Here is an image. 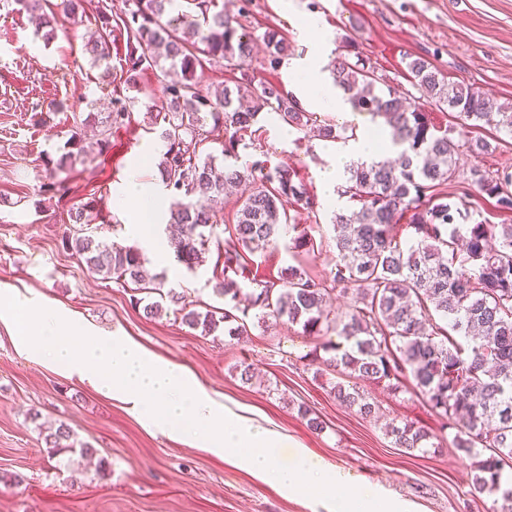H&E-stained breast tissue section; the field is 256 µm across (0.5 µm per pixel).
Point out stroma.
<instances>
[{"label":"stroma","mask_w":512,"mask_h":512,"mask_svg":"<svg viewBox=\"0 0 512 512\" xmlns=\"http://www.w3.org/2000/svg\"><path fill=\"white\" fill-rule=\"evenodd\" d=\"M98 2L86 0L77 25L56 13V36L48 43L36 36L27 15L0 8V289L49 299L102 335L122 332L162 360L187 368L226 406L247 409L287 435L281 464L293 465L295 448H305L349 473L353 483L381 485L414 503L417 512H494L492 498L470 495V463L453 450L451 433L441 432L438 417L422 399L369 388L385 417L412 420L441 434L439 449L410 453L394 447L373 420L340 405L325 378L305 368L303 357L313 343L301 326L254 323L248 335L233 338L183 323L182 307H223L212 291L222 253L209 243L194 273L175 260L150 258L146 242L112 199L132 169H139L145 182L161 181L157 167L142 162L162 146L149 131L146 109L162 97L152 72L140 75V103L126 125L113 130L109 150L73 164L70 194L61 200L41 195L39 158L59 157L74 128L91 130L107 111L103 72L121 70L123 36H116L106 65L93 64L85 51L97 29ZM215 5L238 14L255 33L280 28L298 57L318 47L332 59L345 42H354L370 61L378 89L391 85L419 100L407 65L420 57L450 81L512 111V0H216ZM310 16L319 23L311 44L298 29ZM53 105L58 111L52 127L34 125L32 114ZM281 133L276 118L261 117L255 137L239 147L237 163L287 165L306 185L314 209L291 206L287 212L292 223L310 227L317 244L312 268L320 274L336 259L331 218L347 205L326 195L319 175L336 146L315 137L285 140ZM482 136L492 152L460 154V175L449 186L448 199L468 212L471 222L506 224L512 215L478 193L469 171L512 173V135L488 129ZM92 199L102 208L101 219L89 226L93 235L138 249L156 285L165 293L175 291L181 303L165 296L161 313L145 316L132 305L129 285L89 272L64 249L69 210ZM15 336L14 326L0 322V512H325L319 500L282 492L192 440L146 428L125 404L31 360L18 350ZM246 367L253 372L248 381L241 377ZM303 405L324 421L323 431L308 427L299 413ZM61 425L109 462V476L79 456L50 452L46 437Z\"/></svg>","instance_id":"1"}]
</instances>
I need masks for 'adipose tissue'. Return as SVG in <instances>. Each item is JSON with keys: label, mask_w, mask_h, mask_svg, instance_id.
Segmentation results:
<instances>
[{"label": "adipose tissue", "mask_w": 512, "mask_h": 512, "mask_svg": "<svg viewBox=\"0 0 512 512\" xmlns=\"http://www.w3.org/2000/svg\"><path fill=\"white\" fill-rule=\"evenodd\" d=\"M321 56L308 53L291 59L288 71L294 85L295 97L304 110L310 112H333L347 115L351 105L347 96L328 78L323 70ZM386 142L384 134L368 135L358 130L355 139L349 140L336 154V162L321 173V180L328 195H335L342 183L346 164L378 158ZM123 208L133 209L135 225L152 224L158 218L159 197L155 187L145 185L137 174H130L120 189Z\"/></svg>", "instance_id": "1"}]
</instances>
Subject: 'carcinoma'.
<instances>
[{
	"instance_id": "carcinoma-1",
	"label": "carcinoma",
	"mask_w": 512,
	"mask_h": 512,
	"mask_svg": "<svg viewBox=\"0 0 512 512\" xmlns=\"http://www.w3.org/2000/svg\"><path fill=\"white\" fill-rule=\"evenodd\" d=\"M5 3L35 20L44 40L54 39V15L45 11L46 0ZM131 4L118 23L126 34L120 79L126 89H136L141 73L151 70L162 83V100L148 111L150 130L164 145L158 170L174 195L164 233L179 264L191 272L201 266L218 224L213 203L223 200L227 188H243L235 223L224 228L223 267L214 273L213 293L224 299V312L218 318L212 310L190 309L182 321L206 334L222 325L228 335L242 336L254 310V318L263 323L274 318L301 326L314 339L303 356L307 366L317 374L324 366L356 379L331 383L337 401L376 417L379 406L358 385L360 380L422 397L442 429L454 432L455 449L472 460L471 494L493 497L500 502L497 512H512V488L502 481L504 468L512 469V224H467L468 215L445 193L457 178L461 148H489L486 141L469 145L468 133L485 127L512 133V112L478 91L450 83L428 61L414 59L408 69L423 97L458 120V137H451L434 125L422 105L406 108L392 88L376 92L371 65L354 44H347L343 58L333 61L334 83L354 109L383 117L392 143L402 150L393 160L347 166L339 196L356 209L334 213L336 262L318 276L309 267L315 253L311 235L298 224H287L284 203L314 207L295 171L285 166L268 170L257 161L246 168L231 162L219 173L204 145L218 142L224 159L237 157L240 142L262 113L298 131L314 127L324 141L345 143L356 137V127L303 110L281 86L249 72L260 43L273 71L293 55L280 31L268 27L257 36L224 12L211 11L213 0ZM96 17L98 36L85 49L99 62L110 57L113 18L104 3ZM204 59L239 76L204 94L196 77ZM136 102L135 96L112 97L95 142L74 132L67 152L56 159L44 157L42 192L64 196L66 179L58 173L77 157L108 149L112 127L129 118ZM471 175L498 209L512 211L511 174L485 175L475 169ZM402 221L409 231L404 241L396 231ZM285 224L295 232L287 246L293 263L275 278L252 273L246 256L276 244ZM62 243L90 272L130 283L141 293L158 291L143 275L138 250L109 246L90 235L67 234ZM333 294L351 299L348 311L327 309ZM331 330L341 341L326 338ZM386 434L408 451L438 447L434 435L414 421H393ZM49 440L57 454L83 458L96 453L76 444L64 425Z\"/></svg>"
}]
</instances>
